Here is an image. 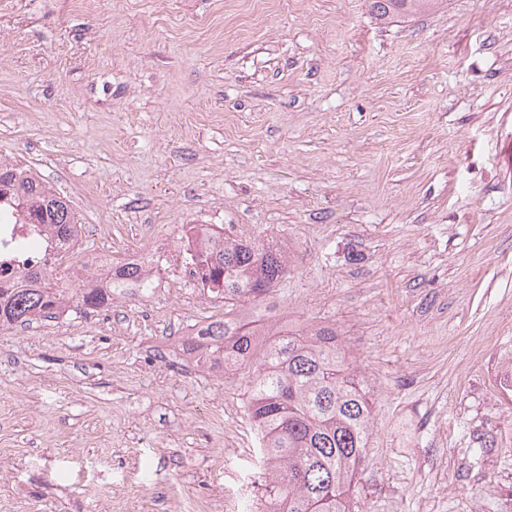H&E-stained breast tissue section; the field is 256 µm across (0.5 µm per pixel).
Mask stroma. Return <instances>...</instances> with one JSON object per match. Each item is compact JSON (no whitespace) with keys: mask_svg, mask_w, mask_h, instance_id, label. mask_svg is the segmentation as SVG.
Segmentation results:
<instances>
[{"mask_svg":"<svg viewBox=\"0 0 512 512\" xmlns=\"http://www.w3.org/2000/svg\"><path fill=\"white\" fill-rule=\"evenodd\" d=\"M76 252L219 224L288 245L266 330L335 327L374 402L367 512H512V0H0V162ZM172 268L110 311L0 327V512H254L249 370ZM438 0H372L371 10L379 19L405 18L421 12Z\"/></svg>","mask_w":512,"mask_h":512,"instance_id":"obj_1","label":"stroma"}]
</instances>
